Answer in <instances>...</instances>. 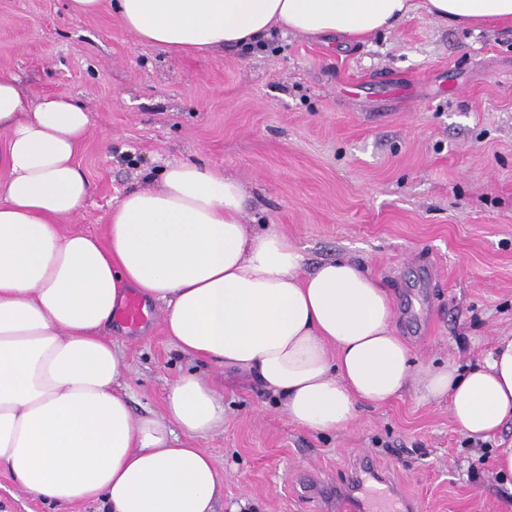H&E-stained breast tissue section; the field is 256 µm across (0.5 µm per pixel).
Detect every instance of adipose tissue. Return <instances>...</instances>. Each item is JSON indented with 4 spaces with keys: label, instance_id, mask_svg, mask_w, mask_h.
<instances>
[{
    "label": "adipose tissue",
    "instance_id": "ef3b65f1",
    "mask_svg": "<svg viewBox=\"0 0 512 512\" xmlns=\"http://www.w3.org/2000/svg\"><path fill=\"white\" fill-rule=\"evenodd\" d=\"M455 25L512 26V0H423ZM140 42L179 58L256 43L274 31L355 42L395 29L413 0H112ZM89 131L75 99L32 100L0 74V469L56 506L105 512H215L224 481L185 448L224 425V397L187 372L159 416H134L121 352L104 330L134 291L162 307L165 331L193 360L248 375L288 419L328 432L359 406L414 387L447 402L460 431L485 440L512 418V336L483 362L415 367L396 336L390 296L339 256L304 273L299 246L251 231L232 177L169 165L156 189L112 207L106 237L67 230L88 183L74 156Z\"/></svg>",
    "mask_w": 512,
    "mask_h": 512
}]
</instances>
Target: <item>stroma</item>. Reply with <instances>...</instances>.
<instances>
[{
  "label": "stroma",
  "instance_id": "1",
  "mask_svg": "<svg viewBox=\"0 0 512 512\" xmlns=\"http://www.w3.org/2000/svg\"><path fill=\"white\" fill-rule=\"evenodd\" d=\"M67 4L0 0V73L90 114L76 154L90 194L66 228L105 236L125 192L192 162L237 178L245 223L287 234L306 269L341 255L363 264L387 288L416 365L466 367L512 336V27L447 25L420 9L353 44L291 33L175 59L138 42L110 7L83 16ZM144 311L140 325L116 319L105 331L133 412L162 414L186 371L224 397L223 428L185 442L224 478L216 512H323L300 471L337 483L363 454L422 512H512V478L496 468L511 419L478 443L447 403L410 389L362 406L351 426L307 431L260 384L184 356L158 305ZM101 509L50 505L0 471V512Z\"/></svg>",
  "mask_w": 512,
  "mask_h": 512
}]
</instances>
